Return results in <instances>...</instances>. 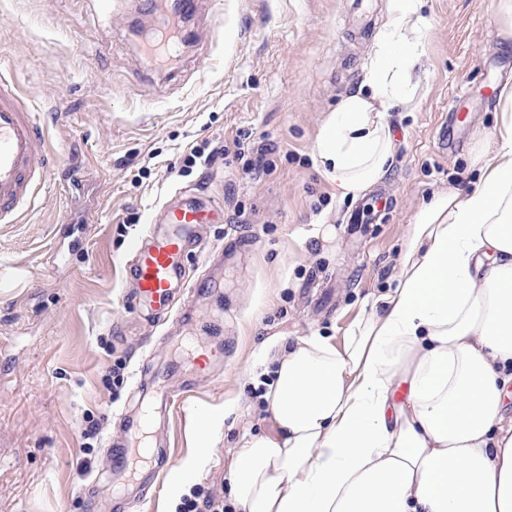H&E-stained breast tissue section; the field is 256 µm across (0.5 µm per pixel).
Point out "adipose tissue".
<instances>
[{
    "mask_svg": "<svg viewBox=\"0 0 512 512\" xmlns=\"http://www.w3.org/2000/svg\"><path fill=\"white\" fill-rule=\"evenodd\" d=\"M393 19L363 87L321 126L316 150L340 197L388 173L387 114L422 60L424 0ZM480 180L437 195L411 224L396 288L373 298L344 348L269 344L277 432L228 470L240 512H512V88Z\"/></svg>",
    "mask_w": 512,
    "mask_h": 512,
    "instance_id": "ef3b65f1",
    "label": "adipose tissue"
}]
</instances>
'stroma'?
<instances>
[{
  "instance_id": "stroma-1",
  "label": "stroma",
  "mask_w": 512,
  "mask_h": 512,
  "mask_svg": "<svg viewBox=\"0 0 512 512\" xmlns=\"http://www.w3.org/2000/svg\"><path fill=\"white\" fill-rule=\"evenodd\" d=\"M500 2L427 0L423 66L389 118L393 162L378 187L391 205L376 223L350 224L358 202L337 200L316 138L360 86L389 0H201L223 11L224 29L197 28L187 70L170 74L137 52L124 0L108 13L96 0H0V72L35 113L54 170L19 223L0 224V512H168L172 474L195 455L203 419L227 405L236 413L184 494L231 502L236 453L275 430L263 343L342 345L395 286L419 209L477 179L500 112L484 89L512 84ZM462 87L460 116L448 102ZM205 140L226 145L223 161L179 175ZM239 141L266 149L276 172L242 178ZM142 166L151 175L140 181ZM211 180L224 221L204 237L219 286L198 298L193 323L155 326L129 298V247L176 189ZM322 223L335 239L315 236ZM157 375L175 400L153 414L146 471L117 481L109 438L122 414L148 409L139 383Z\"/></svg>"
}]
</instances>
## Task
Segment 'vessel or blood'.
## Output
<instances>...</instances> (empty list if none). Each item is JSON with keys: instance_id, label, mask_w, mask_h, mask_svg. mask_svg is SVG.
<instances>
[{"instance_id": "1", "label": "vessel or blood", "mask_w": 512, "mask_h": 512, "mask_svg": "<svg viewBox=\"0 0 512 512\" xmlns=\"http://www.w3.org/2000/svg\"><path fill=\"white\" fill-rule=\"evenodd\" d=\"M185 36L182 28L167 26L159 40L143 41L141 53L157 57L164 68L177 66V50ZM51 175L43 135L29 106L0 78V223L13 224L29 209ZM221 211L209 197L175 192L149 220L146 234L129 248L127 270L135 283L132 298L154 314H168L177 287L195 296L212 288L206 275L189 278L183 265L187 249L200 250L197 235L201 224L214 223ZM149 415L128 420L126 447L113 450L112 469L135 477L144 462L150 442Z\"/></svg>"}]
</instances>
